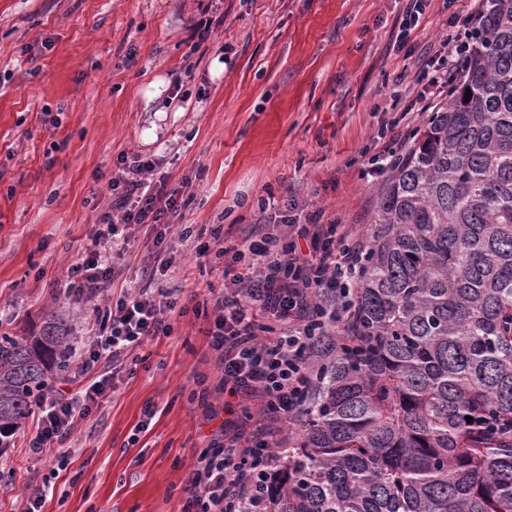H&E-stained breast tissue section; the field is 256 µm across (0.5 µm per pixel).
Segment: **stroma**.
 I'll list each match as a JSON object with an SVG mask.
<instances>
[{"label": "stroma", "mask_w": 512, "mask_h": 512, "mask_svg": "<svg viewBox=\"0 0 512 512\" xmlns=\"http://www.w3.org/2000/svg\"><path fill=\"white\" fill-rule=\"evenodd\" d=\"M406 0H0V333H20L66 309L77 344L95 305L66 297L68 270L93 245L121 154L153 157L184 207L157 254L150 227L115 266L110 295L142 287L143 269L195 301L144 362L75 421L56 461L32 454L27 419L0 448V512H21L47 488L43 512H183L182 487L211 426L190 402L198 379L223 408L205 331L224 287L216 234L284 217L319 216L368 236L385 177L368 159L390 93L439 49L463 0H424L407 36ZM222 25L203 34L206 21ZM225 67L215 71V61ZM188 93L173 96L175 83ZM160 84L164 111L145 108ZM206 256H199V249ZM159 412L138 430L147 403Z\"/></svg>", "instance_id": "1"}]
</instances>
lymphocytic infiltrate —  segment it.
Listing matches in <instances>:
<instances>
[{
  "label": "lymphocytic infiltrate",
  "mask_w": 512,
  "mask_h": 512,
  "mask_svg": "<svg viewBox=\"0 0 512 512\" xmlns=\"http://www.w3.org/2000/svg\"><path fill=\"white\" fill-rule=\"evenodd\" d=\"M480 19L471 13L451 20L443 44L446 67H435L430 86L445 80V68L462 69L472 50L469 32ZM110 183L112 201L100 214L93 246L69 270L67 295L76 305L89 303L110 288L112 257L135 238L137 226L156 227L164 244L180 214L175 191L153 178L156 163L148 156L120 155ZM364 243L344 224H301L286 219L280 235L255 225L241 241L225 245L224 291L215 301L208 331L221 383L229 396L257 401L270 422L298 418L308 396V368L315 338L338 327L348 311L361 271ZM123 293L97 316L80 373L66 388L34 403L37 430L29 448L52 457L70 435L75 418L88 416L115 388L98 365L114 364L172 333L176 292L154 284ZM281 443L273 436L252 439L228 430L212 435L195 454L184 486L185 512H266V491L280 466Z\"/></svg>",
  "instance_id": "f902f5d3"
}]
</instances>
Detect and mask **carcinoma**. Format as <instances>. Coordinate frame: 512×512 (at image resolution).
<instances>
[{"label":"carcinoma","instance_id":"obj_1","mask_svg":"<svg viewBox=\"0 0 512 512\" xmlns=\"http://www.w3.org/2000/svg\"><path fill=\"white\" fill-rule=\"evenodd\" d=\"M473 41L449 102L389 168L354 306L317 339L268 512H512L506 0L483 3ZM73 345L56 312L0 336V445L69 371Z\"/></svg>","mask_w":512,"mask_h":512}]
</instances>
